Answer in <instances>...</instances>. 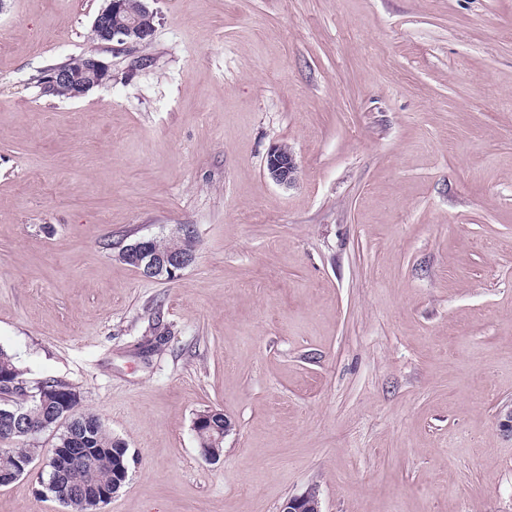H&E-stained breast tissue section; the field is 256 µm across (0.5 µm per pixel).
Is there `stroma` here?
I'll list each match as a JSON object with an SVG mask.
<instances>
[{"instance_id":"obj_1","label":"stroma","mask_w":512,"mask_h":512,"mask_svg":"<svg viewBox=\"0 0 512 512\" xmlns=\"http://www.w3.org/2000/svg\"><path fill=\"white\" fill-rule=\"evenodd\" d=\"M147 4L128 52L106 0H0V347L127 443L102 512H512V0ZM90 52L110 83L41 96ZM184 224L180 278L120 258ZM55 443L0 512H64ZM156 13L146 3L141 4L140 11L129 15L125 0H108L107 5L98 13L93 28V38L98 42L114 43L120 46L141 44L155 31ZM265 169L268 177L278 185L292 184L298 175L294 154L285 145H274L266 154ZM217 411H219V410H216V411L213 410L209 414V417H208L209 421H210V425H213V423H214L216 426L210 427V428H208V426L201 427L199 430L200 432L198 434L199 441L202 440V441H205L210 444L216 443V441L221 437V435L223 433H224V438H225L228 435V433L230 432V430L232 429L231 420L225 414L222 415L223 414L222 411H219V412H222V413H220L222 416L215 417L217 414H219ZM280 512H322L318 489L310 487L302 495L288 498Z\"/></svg>"}]
</instances>
